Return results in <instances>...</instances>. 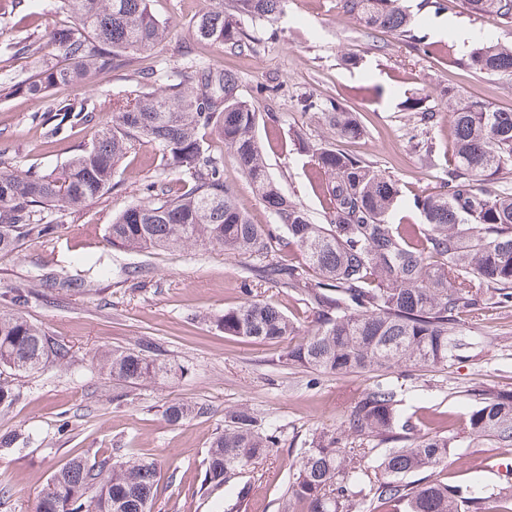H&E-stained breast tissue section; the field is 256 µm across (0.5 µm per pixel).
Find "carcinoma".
Listing matches in <instances>:
<instances>
[{
  "mask_svg": "<svg viewBox=\"0 0 512 512\" xmlns=\"http://www.w3.org/2000/svg\"><path fill=\"white\" fill-rule=\"evenodd\" d=\"M286 0L219 2L200 13L193 35L239 54L251 51L240 17L270 18ZM346 15L371 37L392 35L425 54L439 52L418 35L404 0H340ZM435 13L461 9L503 27L512 26V0H421ZM74 19L45 42L23 39L15 53L35 58L39 70L9 93L43 96L58 84L92 81L127 70L138 55L165 37L149 0H60ZM451 66L487 77L512 80V42L487 37L468 54L444 47ZM185 82L164 92L133 90L112 104L92 147L77 154L57 174L18 176L0 171V256L16 252L29 237H45L51 224L33 220L36 208H74L106 194L124 156L147 140L161 152L164 169L179 174L178 191L153 175L144 177L142 200L128 205L104 229L109 247L122 252L201 247L260 262L262 277L292 288L313 313L314 329L301 335L279 308L250 299L215 318L224 333L260 342L288 341V364L347 375L387 374L416 366H446L475 343L457 331L463 317L487 301L512 302V110L471 99L454 85L443 87L453 138V163L439 185L413 199L421 224H393L402 198L398 180L342 147L364 128L355 113L335 100L311 101L335 142L316 145L300 133L297 151L310 158L324 201L326 223L314 224L308 210L284 194L270 174L255 136L254 104L239 94L235 77L220 68L187 73ZM423 126L437 112L421 97L404 102ZM233 151L261 204L275 217L256 224L240 210L224 182L223 155L213 137ZM299 251L305 262L285 265L280 253ZM0 311V375L34 373L49 363L65 364L70 348L22 313L32 292L17 287ZM92 362L113 379L130 385L155 384L177 374L158 358L155 345L93 354ZM396 386L379 380L355 396L345 429L313 434L291 464L277 512H352L353 501L380 500L392 512H461L479 509L482 498L440 481H409L411 474L448 465L452 436H423L400 446ZM209 413L200 402L173 401L165 420L179 426ZM469 438L512 446V392L482 401L469 414ZM388 446L365 481L369 448H348L346 436ZM263 419L248 410L225 414L224 430L213 437L203 460L204 481L222 484L269 459L276 447ZM157 466L127 456L90 461L69 459L42 490L35 512H152Z\"/></svg>",
  "mask_w": 512,
  "mask_h": 512,
  "instance_id": "carcinoma-1",
  "label": "carcinoma"
}]
</instances>
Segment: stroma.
Returning a JSON list of instances; mask_svg holds the SVG:
<instances>
[{"label": "stroma", "instance_id": "1", "mask_svg": "<svg viewBox=\"0 0 512 512\" xmlns=\"http://www.w3.org/2000/svg\"><path fill=\"white\" fill-rule=\"evenodd\" d=\"M58 0H30L0 20V83L17 82L32 69L15 54L13 42L47 39L70 25ZM209 0H150V9L167 34L145 52L140 68L152 75L150 89L179 83L188 66L232 71L244 97L263 115L255 135L273 178L308 209L314 223L325 221L323 201L312 187L311 165L287 133L301 131L312 142L331 136L308 101L339 99L362 120L365 132L349 150L373 161L398 179L406 198L430 191L448 168L451 136L447 116L426 128L404 109L406 98L424 97L439 106V92L454 83L469 96L512 109V82L449 67L442 55H425L390 37L371 38L346 17L339 0H287L272 19L241 20L252 49L232 53L197 43L196 16ZM358 59L345 66L346 57ZM138 77L114 72L85 84L59 85L43 97H0V160L8 171L55 173L82 149L91 147L113 102L135 89ZM96 104L91 121H76L71 111ZM433 155L421 151L423 141ZM163 172L158 148L137 143L120 163L110 194L84 206L43 210L53 235L25 239L19 250L0 257V293L15 285L35 297L24 313L49 335L71 348L67 364H47L19 378L20 396L0 410V435L20 433L24 444L0 457V474L11 491L0 495V512H34L37 497L53 472L74 456H138L157 465L159 484L154 512H276L289 468L313 433L342 427L346 400L374 380L372 374L331 375L289 365L282 343H260L224 334L213 319L249 299L270 303L298 326L312 327V313L291 289L265 281L252 262L198 249L118 252L104 241L106 224L142 197V179ZM224 179L238 206L255 223L274 217L254 197L232 154L224 156ZM135 268V280L119 276ZM79 278L85 290L62 292L46 279ZM475 349L448 367L395 370L387 379L398 390L399 414L411 419L413 436L438 427L462 437L448 465L428 471L427 479L483 491L482 512L512 505V478L491 472L496 463L512 464V447L465 443L468 414L484 394L512 389V303L487 305L462 322ZM152 338L162 359L185 367L182 377L162 384L129 387L93 367L96 348H132ZM202 402L207 415L169 425L165 406L172 401ZM247 408L275 429L278 452L220 487L202 486V461L211 438L224 428L226 411Z\"/></svg>", "mask_w": 512, "mask_h": 512}]
</instances>
